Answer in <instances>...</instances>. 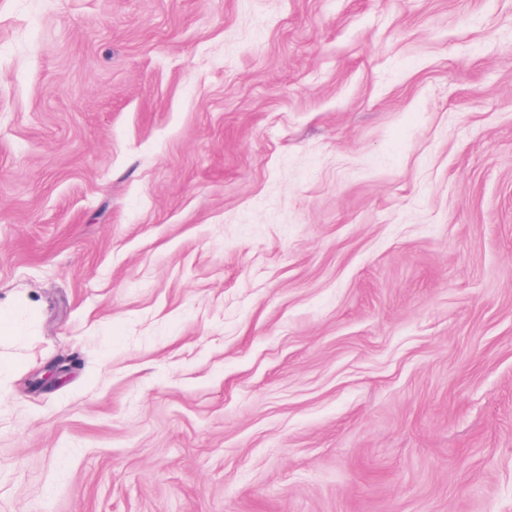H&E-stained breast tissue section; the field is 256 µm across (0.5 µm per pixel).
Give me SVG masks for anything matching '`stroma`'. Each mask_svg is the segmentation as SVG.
I'll list each match as a JSON object with an SVG mask.
<instances>
[{
	"label": "stroma",
	"instance_id": "1",
	"mask_svg": "<svg viewBox=\"0 0 512 512\" xmlns=\"http://www.w3.org/2000/svg\"><path fill=\"white\" fill-rule=\"evenodd\" d=\"M4 321L0 512H512V0H0Z\"/></svg>",
	"mask_w": 512,
	"mask_h": 512
}]
</instances>
